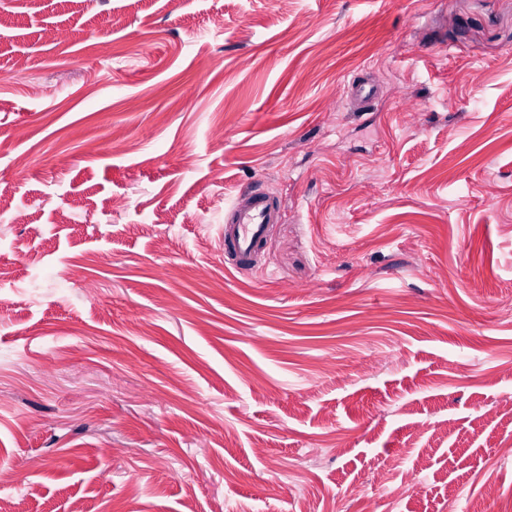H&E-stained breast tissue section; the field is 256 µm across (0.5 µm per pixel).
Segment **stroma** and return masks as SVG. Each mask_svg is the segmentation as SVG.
<instances>
[{"instance_id":"stroma-1","label":"stroma","mask_w":512,"mask_h":512,"mask_svg":"<svg viewBox=\"0 0 512 512\" xmlns=\"http://www.w3.org/2000/svg\"><path fill=\"white\" fill-rule=\"evenodd\" d=\"M0 197L11 512H512V0H0ZM280 220V205L271 192L257 189L240 194L224 218V260L238 271L255 269L263 244Z\"/></svg>"}]
</instances>
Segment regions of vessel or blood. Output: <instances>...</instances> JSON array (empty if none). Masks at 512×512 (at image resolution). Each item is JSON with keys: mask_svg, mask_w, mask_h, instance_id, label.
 Masks as SVG:
<instances>
[{"mask_svg": "<svg viewBox=\"0 0 512 512\" xmlns=\"http://www.w3.org/2000/svg\"><path fill=\"white\" fill-rule=\"evenodd\" d=\"M281 220L275 196L261 189L240 194L224 218V256L236 270L255 269L262 246Z\"/></svg>", "mask_w": 512, "mask_h": 512, "instance_id": "obj_1", "label": "vessel or blood"}]
</instances>
